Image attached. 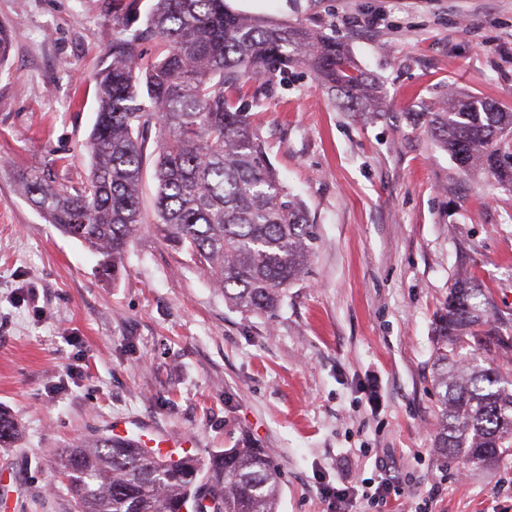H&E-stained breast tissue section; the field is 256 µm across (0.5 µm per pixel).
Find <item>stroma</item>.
I'll return each instance as SVG.
<instances>
[{"label": "stroma", "mask_w": 512, "mask_h": 512, "mask_svg": "<svg viewBox=\"0 0 512 512\" xmlns=\"http://www.w3.org/2000/svg\"><path fill=\"white\" fill-rule=\"evenodd\" d=\"M335 33L381 108L347 112L303 68L266 76L253 119L316 226L313 261L274 315L228 308L154 227L114 284L28 204L20 176L77 185L114 0H0V512H76L55 450L112 424L193 443L200 459L267 449L279 512H333L322 487L380 473L399 512H512V460L462 466L435 447L434 320L459 267L512 319V190L461 173L425 115L455 92L512 110V0H228ZM437 489L429 497V489Z\"/></svg>", "instance_id": "1"}]
</instances>
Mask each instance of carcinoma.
I'll return each instance as SVG.
<instances>
[{
  "label": "carcinoma",
  "instance_id": "cac0c4a2",
  "mask_svg": "<svg viewBox=\"0 0 512 512\" xmlns=\"http://www.w3.org/2000/svg\"><path fill=\"white\" fill-rule=\"evenodd\" d=\"M112 37L98 73L99 105L86 142L90 165L79 186L39 174L26 199L48 223L101 256L114 282L141 231L144 131L157 129L154 226L207 269L224 303L248 315L274 312L311 263L315 225L266 160L249 106L253 87L276 71L306 68L349 112L378 105L375 82L336 37L268 17L244 16L227 0H152ZM153 42L156 59L140 47ZM439 146L466 175L483 171L512 189V112L482 98L448 94L427 115ZM433 382L440 397L436 448L464 465L512 459V324L494 313L490 292L459 274L436 314ZM18 435L0 414V446ZM79 512H182L205 489L221 512H278L281 472L262 448H229L203 461L136 448L109 436L54 454Z\"/></svg>",
  "mask_w": 512,
  "mask_h": 512
}]
</instances>
